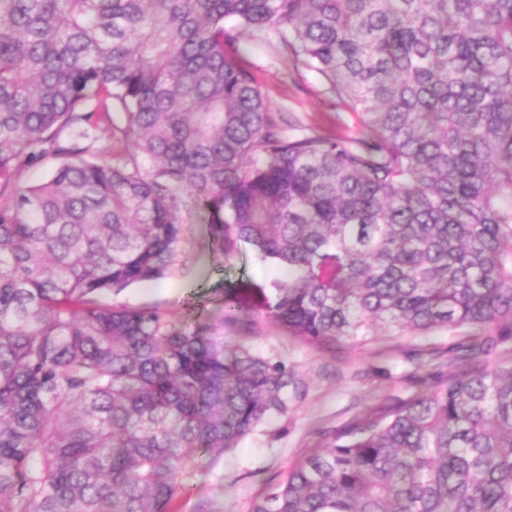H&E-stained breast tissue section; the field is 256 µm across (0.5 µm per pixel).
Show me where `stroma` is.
Wrapping results in <instances>:
<instances>
[{"mask_svg":"<svg viewBox=\"0 0 512 512\" xmlns=\"http://www.w3.org/2000/svg\"><path fill=\"white\" fill-rule=\"evenodd\" d=\"M237 48L274 111L313 132L349 138L362 133L359 114L328 93L322 78L296 65L278 37H249ZM180 222L183 234L175 273L127 288L119 303L159 307L169 320L194 329L222 316L225 276L258 286L282 279L277 267L254 258L248 244H241L235 258L225 259L200 211L181 210ZM469 334L462 327L437 331L426 340L378 336L331 355L262 317L246 327L225 326L226 341L296 370L305 383L304 392L291 400L287 415L261 424L220 461L200 458L195 475L184 483L178 512H196L205 499L212 501L214 512H250L269 479L325 446L334 430L391 399L424 389L427 374L447 370L449 346L464 342Z\"/></svg>","mask_w":512,"mask_h":512,"instance_id":"obj_1","label":"stroma"}]
</instances>
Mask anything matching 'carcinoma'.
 <instances>
[{
	"mask_svg": "<svg viewBox=\"0 0 512 512\" xmlns=\"http://www.w3.org/2000/svg\"><path fill=\"white\" fill-rule=\"evenodd\" d=\"M262 31L363 136L285 134L226 50ZM114 112L132 151L91 150ZM187 204L287 278L225 279L194 331L104 301L171 273ZM259 314L330 352L478 335L251 512H512V366L485 360L512 338V0H0V512H174L302 394L224 341Z\"/></svg>",
	"mask_w": 512,
	"mask_h": 512,
	"instance_id": "cac0c4a2",
	"label": "carcinoma"
}]
</instances>
